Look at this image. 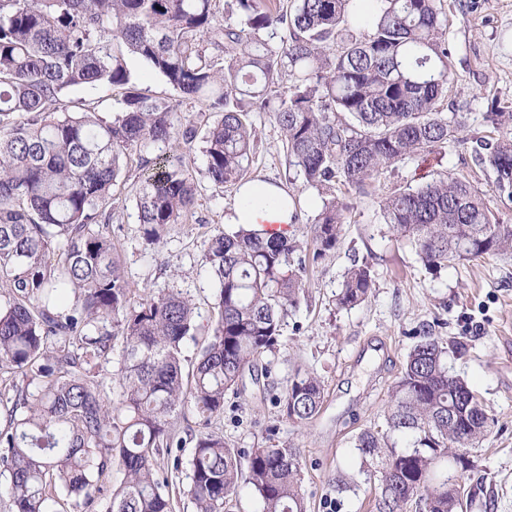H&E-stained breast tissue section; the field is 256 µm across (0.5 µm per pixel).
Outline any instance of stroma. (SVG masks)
I'll use <instances>...</instances> for the list:
<instances>
[{
    "label": "stroma",
    "instance_id": "obj_1",
    "mask_svg": "<svg viewBox=\"0 0 512 512\" xmlns=\"http://www.w3.org/2000/svg\"><path fill=\"white\" fill-rule=\"evenodd\" d=\"M440 6L448 19L452 72L444 113L463 121L457 141L389 169L374 180L369 194L353 197L335 249L307 268L300 304L285 319L279 346L257 358L238 394L227 396L223 417L210 424L244 456L272 445L297 449L308 512H375L378 485L366 476L355 439L383 425L390 391L417 342V330L425 326L441 338L466 342L465 353L448 354V371L468 384L493 420L471 451L472 469L460 477L469 494L463 512H512V250L432 272L380 216L382 200L395 189L456 176L482 190L488 207L512 224V199L496 190L494 172L473 157L476 139L491 131L488 112L512 111V0H440ZM129 68L143 93L176 101L175 123L200 126L216 120L206 104L177 101L142 60L130 59ZM251 119L258 145L249 175L282 183L296 197L299 221L289 225L288 234L311 245L324 196L289 168L272 115L255 112ZM203 147L199 139L179 147L196 185L193 220L170 226L160 242L146 239L136 206L146 176L140 161L165 152L164 146H151L132 155L124 168L114 188L108 231L137 293L182 292L204 327L214 316L216 286L202 265L203 250L216 229H230L237 189L210 182ZM362 261L373 271L374 288L361 305L341 308L336 296L343 276ZM298 369L315 373L324 386L319 413L302 425L289 420L276 401ZM195 423L190 412L175 418L183 445L159 462L160 476L170 479L176 512H192L187 489L193 444L185 434Z\"/></svg>",
    "mask_w": 512,
    "mask_h": 512
}]
</instances>
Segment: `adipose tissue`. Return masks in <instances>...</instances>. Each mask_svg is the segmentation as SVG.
Returning <instances> with one entry per match:
<instances>
[{
    "label": "adipose tissue",
    "instance_id": "obj_1",
    "mask_svg": "<svg viewBox=\"0 0 512 512\" xmlns=\"http://www.w3.org/2000/svg\"><path fill=\"white\" fill-rule=\"evenodd\" d=\"M292 211V200L284 188L253 180L240 186L232 221L263 231L273 227L278 235L284 236L288 233Z\"/></svg>",
    "mask_w": 512,
    "mask_h": 512
}]
</instances>
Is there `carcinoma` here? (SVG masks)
Listing matches in <instances>:
<instances>
[{
	"label": "carcinoma",
	"mask_w": 512,
	"mask_h": 512,
	"mask_svg": "<svg viewBox=\"0 0 512 512\" xmlns=\"http://www.w3.org/2000/svg\"><path fill=\"white\" fill-rule=\"evenodd\" d=\"M236 2L238 27L220 23L217 0H0V372L27 379L0 428L12 512H82L114 467L123 478L109 512H174L158 460L181 447L172 423L187 410L200 425L191 431L190 502L194 512H224L241 464L207 426L255 359L279 344L303 291L299 241L241 225L216 230L202 257L217 287L214 316L184 372L182 346L198 334L194 304L179 292L133 299L101 223L132 152L198 135L195 125H175L168 101L137 88L129 58L220 114L202 135L217 187L245 180L257 138L251 113L272 114L288 164L330 195L314 227L316 258L336 247L346 223L350 205L340 197L457 138L460 122L443 112L451 67L437 0H378L364 32L352 27L353 0H289L276 11ZM99 87L121 94L120 110L103 117L80 101L58 111L70 92ZM475 158L512 196V134L479 141ZM195 204L183 156H159L137 198L146 238L160 240ZM380 210L428 270L512 248V224L464 178L399 190ZM373 286L371 267L353 265L338 304L360 305ZM418 337L391 390L386 430L363 431L355 448L379 485L376 512H404L412 500L420 512H462L464 487L446 476L423 482L440 459L478 447L491 418L448 374V349L464 344L426 327ZM117 346L114 406L94 369ZM323 393L316 375L298 372L279 401L302 424ZM399 438L408 441L402 450ZM302 470L294 448L252 449L248 483L263 512H307Z\"/></svg>",
	"instance_id": "carcinoma-1"
}]
</instances>
